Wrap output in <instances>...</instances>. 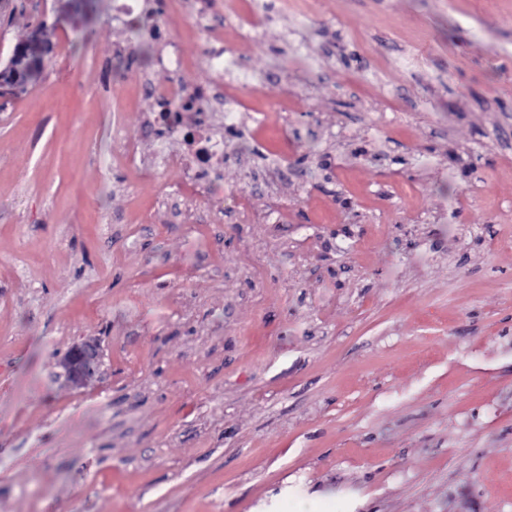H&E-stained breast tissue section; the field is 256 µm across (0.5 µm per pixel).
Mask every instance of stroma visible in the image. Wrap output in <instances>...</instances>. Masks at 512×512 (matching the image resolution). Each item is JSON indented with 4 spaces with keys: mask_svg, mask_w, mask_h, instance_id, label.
Listing matches in <instances>:
<instances>
[{
    "mask_svg": "<svg viewBox=\"0 0 512 512\" xmlns=\"http://www.w3.org/2000/svg\"><path fill=\"white\" fill-rule=\"evenodd\" d=\"M139 5L158 35L0 8L1 60L60 21L0 96V512H512V0ZM145 73L223 78V202L163 164ZM36 31L39 30L43 34L42 46L41 36L36 35V41L32 38L33 31L30 37L18 44L11 56L0 68V84H7L11 88L23 92L26 90L28 83L33 78L38 65L42 60V56H38L39 51L48 53L52 47V38L55 36L56 24L48 25L46 21H41L36 26ZM35 31V32H36ZM100 364L98 345L90 341L73 347L64 358L66 374L76 386L93 376Z\"/></svg>",
    "mask_w": 512,
    "mask_h": 512,
    "instance_id": "obj_1",
    "label": "stroma"
}]
</instances>
